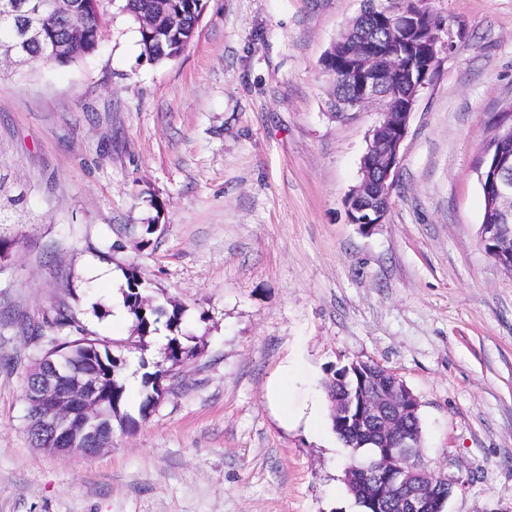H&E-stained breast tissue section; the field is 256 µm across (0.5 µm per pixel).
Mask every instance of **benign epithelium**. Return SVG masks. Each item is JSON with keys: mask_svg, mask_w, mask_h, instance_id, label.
Returning a JSON list of instances; mask_svg holds the SVG:
<instances>
[{"mask_svg": "<svg viewBox=\"0 0 512 512\" xmlns=\"http://www.w3.org/2000/svg\"><path fill=\"white\" fill-rule=\"evenodd\" d=\"M369 3V12L388 20L392 42L372 39L364 24L357 30L347 29L329 49L332 53L339 45H346L348 77L355 85L353 93L335 96L336 116L368 107L378 108L382 115L369 136L361 162V180L348 207L351 223L368 232L386 221L397 187L401 146L417 95L437 69L440 56L453 47L452 37L444 27L431 28L422 76L410 78L402 88L397 86L407 62L394 44L419 34L426 6L423 0H388L386 6L376 5L375 0ZM54 8L71 9L73 4L54 0L47 5L38 0L34 14L37 23L30 28L29 37H41L45 14ZM494 140L500 150L493 167L486 169L490 158V151L486 150L477 173L480 183L487 184L490 208L499 215V221L481 225V244L495 262L512 271V258L504 260L497 250L498 245L512 239V123L496 128ZM101 385V375L74 370L62 353L32 367L25 387L27 420L35 432L49 439L44 451L93 457L109 446L112 437L100 423L97 411ZM418 409V399L402 382L396 378L387 380L376 372L365 373L360 384L336 404L335 415L355 425L361 447L372 463V475L366 480L359 477L354 466H347V481L359 486L360 496L375 508L385 503L392 512H443L441 508L432 510L427 496V490L439 481L438 475L409 464L418 445L404 434L402 423Z\"/></svg>", "mask_w": 512, "mask_h": 512, "instance_id": "benign-epithelium-1", "label": "benign epithelium"}]
</instances>
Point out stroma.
<instances>
[{
  "label": "stroma",
  "mask_w": 512,
  "mask_h": 512,
  "mask_svg": "<svg viewBox=\"0 0 512 512\" xmlns=\"http://www.w3.org/2000/svg\"><path fill=\"white\" fill-rule=\"evenodd\" d=\"M429 2L453 48L367 233L347 201L380 116L332 115L321 67L364 0H207L159 64L105 0L94 54L0 78V191L19 200L0 224V512H363L328 414L296 416L356 360L418 397L421 460L458 482L444 512H512V271L480 243L476 173L512 101V0ZM133 266L151 304L181 308L194 356L110 448L46 454L26 431V327L64 336V305L130 340ZM173 331L125 351L130 412Z\"/></svg>",
  "instance_id": "obj_1"
}]
</instances>
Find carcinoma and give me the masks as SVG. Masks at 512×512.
<instances>
[{
    "label": "carcinoma",
    "instance_id": "obj_1",
    "mask_svg": "<svg viewBox=\"0 0 512 512\" xmlns=\"http://www.w3.org/2000/svg\"><path fill=\"white\" fill-rule=\"evenodd\" d=\"M12 6L9 10L0 9V51L7 52L21 38L32 20L28 13V0H9ZM206 6V0H124L122 11L137 23L141 56L147 61L161 63L168 57L181 53L195 37L196 20ZM164 12L169 24L156 27L153 20L159 12ZM45 38L39 42L23 45L29 60H43L58 65H68L84 57L94 54L103 37L102 15L91 7L82 12L60 11L53 15L44 25ZM62 40L66 44V52L61 57H53L49 46L55 41ZM146 282L137 268H130L127 274V290L125 303L135 317V327L142 337L157 330V324L165 321L171 326L178 320L179 308L167 309L164 306H150L143 302ZM55 324L69 327L78 336L64 341L53 337L49 340L51 347L63 348L82 357L91 351L97 367L102 374L103 401L100 414L106 422L118 421L129 430L135 431L139 424L147 418L150 411V394L156 392L160 374L167 369L165 363L174 366L182 364L194 356V351L184 346L179 336L167 337L165 345V362L154 366L151 372L143 374L144 396L140 401L138 415L124 411L126 404V388L121 382V373L125 367L124 357L114 354L109 346L97 338L83 336L82 326L77 319L63 311L57 312ZM331 427L342 444L357 451L356 434L335 416H330Z\"/></svg>",
    "mask_w": 512,
    "mask_h": 512
}]
</instances>
